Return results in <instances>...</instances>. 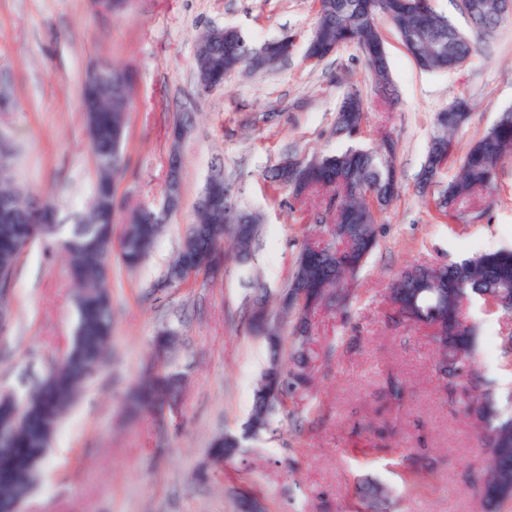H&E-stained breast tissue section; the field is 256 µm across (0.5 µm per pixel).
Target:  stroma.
Returning a JSON list of instances; mask_svg holds the SVG:
<instances>
[{
	"mask_svg": "<svg viewBox=\"0 0 512 512\" xmlns=\"http://www.w3.org/2000/svg\"><path fill=\"white\" fill-rule=\"evenodd\" d=\"M318 0H126L111 13L91 0H0V137L14 151L10 174L27 197L57 206L59 237L91 204L96 171L80 110L82 81L96 63L135 76L123 147L124 173L113 241L142 207L164 212V228L144 263L112 262L117 312L106 367L81 390L49 450V462L22 512H235L247 490L266 512H349L356 481L389 485L392 512H482L468 473L487 463L477 428L436 371L433 330L396 323L385 299L391 280L416 264H450L491 249H512V159L494 194L461 205V219L439 214L417 191L436 112L456 98L472 103L457 151L512 108V21L487 49L457 70L425 72L382 26L392 86L386 109L360 48L306 56ZM240 29L255 45L296 38L288 61L243 71L200 93L194 66L198 39L212 27ZM356 88L365 107L361 134L334 130L336 107ZM188 132L173 145L177 120ZM399 144L401 192L377 226L378 245L354 283L348 309L323 304L311 317L310 389L289 398L275 433L244 437L253 389L267 364L262 339L247 329L259 288L288 284L293 261L316 241L315 218L326 202L295 197L267 178L284 159ZM182 157L179 207L165 212L168 157ZM223 174L238 207L262 217L260 241L247 257L227 250L214 276L169 285L166 272L208 180ZM73 287L60 246L34 244L19 259L0 333V394L23 396L66 353L75 326ZM465 316L476 329L475 366L512 411V362L501 341L512 317L473 300ZM180 337L169 353L185 377L183 393L163 413L126 409L129 390L155 359L166 324ZM407 387L401 406L381 398L387 378ZM243 438V451L217 467L207 457L214 435ZM426 466L414 488L409 459Z\"/></svg>",
	"mask_w": 512,
	"mask_h": 512,
	"instance_id": "35a3bbf8",
	"label": "stroma"
}]
</instances>
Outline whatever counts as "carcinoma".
Instances as JSON below:
<instances>
[{
	"instance_id": "obj_1",
	"label": "carcinoma",
	"mask_w": 512,
	"mask_h": 512,
	"mask_svg": "<svg viewBox=\"0 0 512 512\" xmlns=\"http://www.w3.org/2000/svg\"><path fill=\"white\" fill-rule=\"evenodd\" d=\"M392 17V28L403 47L418 67L425 71L453 69L459 53L470 58L479 53L505 23L499 14L498 0H477L476 16L472 30L452 38L457 27L446 16L438 13L433 0H426L422 8L405 3V0H352L346 11L333 10L331 0H319L311 39L318 46L316 58L321 60L329 51L356 45L382 43L379 30L360 20L367 9ZM252 44L247 37L236 40L234 57L243 59L242 70H258L249 55ZM375 83L389 88L390 75L387 56H366ZM131 76L112 68V102L99 112L87 115V131L93 154L97 181L93 198L106 197L101 207L91 204L79 223L71 226L69 236L61 247L65 253L71 279L75 284L76 326L73 342L64 360L51 372L36 380L22 397H0V499L26 495L36 485L46 460L44 441L54 436L61 421L72 407L80 387L90 380L105 364L112 338L114 314L110 257L112 254V224L115 223L116 206L112 188L114 180L123 175L122 146L125 139L127 113L131 106L129 92ZM470 112L437 113L431 140L444 145L442 160L436 165L433 179H438L443 167L454 152L453 136L469 120ZM364 119V108L356 112L336 113V133L351 136L357 133ZM512 157V112H505L499 120L474 141L462 157L457 175L433 200L441 214L456 212L452 205L478 191L494 190L499 167ZM385 190L387 202L398 195L400 183L396 171H390L374 149H347L336 154H320L317 163L304 173L300 188L294 192L302 196L315 191L330 194L339 213L341 223L350 226V237L330 227L332 212L317 222L319 232L329 238L322 245V252L336 254L334 264L328 258L305 247L297 256L294 271L280 303L285 314L295 317L291 327L271 318L265 304L254 305L248 328L250 333L265 338L270 349L269 364L255 389L249 431L257 435L268 429L270 416L285 408L288 393L295 387L306 388L311 383L305 345L309 328L307 313L321 306L326 299L336 298L343 303L349 296L348 282L361 269L378 243L377 224L384 208H375L372 194ZM15 198L14 220L0 223V267L13 270L20 257L37 240L55 239L57 225L55 211L50 205L36 206L26 201L12 178L0 180V195ZM164 218L151 209L133 213L120 249L122 263L138 267L147 257L155 239L163 228ZM232 224L231 234L238 253L246 255L259 235V218L250 213L233 215L232 211L212 214L197 211V221L188 226L182 248L168 279L187 280L186 260L193 259L199 266L207 261L224 239V226ZM431 282L407 278L401 274L389 288V302H397L409 311L407 321L425 320L430 323L443 321L456 330L454 344L449 346L433 336L439 348L437 366L448 390H453L455 380L467 372L472 378L468 391L472 395L464 402V411L473 412L488 407L481 419L495 420L493 428L512 423V418L497 412L493 390L476 369L466 367L473 362L474 329L459 321L461 297L478 296L486 306L497 308L504 315L512 308L499 302V291L512 289V251L484 252L459 263L428 266ZM312 290L313 303L300 304L295 292L301 286ZM291 343V357L295 365L292 377L284 375L280 353L286 343ZM180 388V378L162 367L151 382L142 387L136 400L162 409L166 399L175 396ZM404 385L396 380L388 382L382 398L396 406L403 403ZM489 442V463L486 470L471 480L476 492L494 484H512V466L502 465L494 452L495 438L486 432ZM241 441L226 433L217 437L210 454L233 457L240 451ZM362 504L368 512H384L389 501V491L369 483L359 490Z\"/></svg>"
}]
</instances>
